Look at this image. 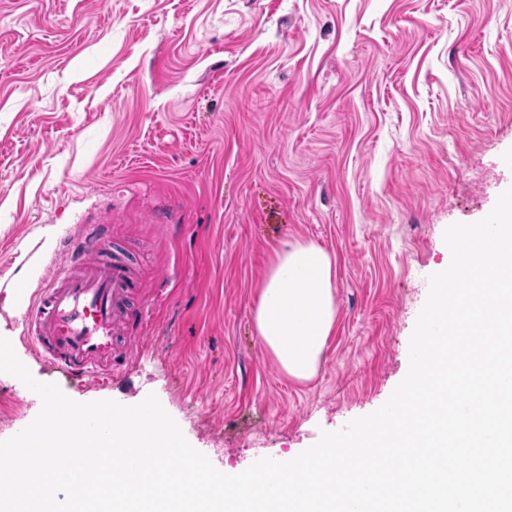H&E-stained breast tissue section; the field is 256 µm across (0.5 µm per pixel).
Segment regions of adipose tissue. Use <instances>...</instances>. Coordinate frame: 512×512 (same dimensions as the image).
<instances>
[{
  "instance_id": "adipose-tissue-1",
  "label": "adipose tissue",
  "mask_w": 512,
  "mask_h": 512,
  "mask_svg": "<svg viewBox=\"0 0 512 512\" xmlns=\"http://www.w3.org/2000/svg\"><path fill=\"white\" fill-rule=\"evenodd\" d=\"M334 260L322 246L295 241L276 252L257 294L258 342L297 381L316 373L337 320Z\"/></svg>"
}]
</instances>
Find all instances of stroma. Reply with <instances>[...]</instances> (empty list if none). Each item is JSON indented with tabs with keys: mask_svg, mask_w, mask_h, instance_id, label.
I'll use <instances>...</instances> for the list:
<instances>
[{
	"mask_svg": "<svg viewBox=\"0 0 512 512\" xmlns=\"http://www.w3.org/2000/svg\"><path fill=\"white\" fill-rule=\"evenodd\" d=\"M509 187L512 0H0V337L74 401L156 395L225 469L381 407L445 229ZM107 216L154 314L89 384L35 352L13 283ZM295 240L334 257L338 304L301 383L252 316ZM40 404L0 373V440Z\"/></svg>",
	"mask_w": 512,
	"mask_h": 512,
	"instance_id": "stroma-1",
	"label": "stroma"
}]
</instances>
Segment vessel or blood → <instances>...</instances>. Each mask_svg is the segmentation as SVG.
<instances>
[{"label":"vessel or blood","instance_id":"b4317fda","mask_svg":"<svg viewBox=\"0 0 512 512\" xmlns=\"http://www.w3.org/2000/svg\"><path fill=\"white\" fill-rule=\"evenodd\" d=\"M107 224L81 225L60 238L57 269L33 292L27 335L38 354L70 377L111 379L127 351L119 339L133 318L152 310L140 294L135 271L119 247L108 243Z\"/></svg>","mask_w":512,"mask_h":512}]
</instances>
